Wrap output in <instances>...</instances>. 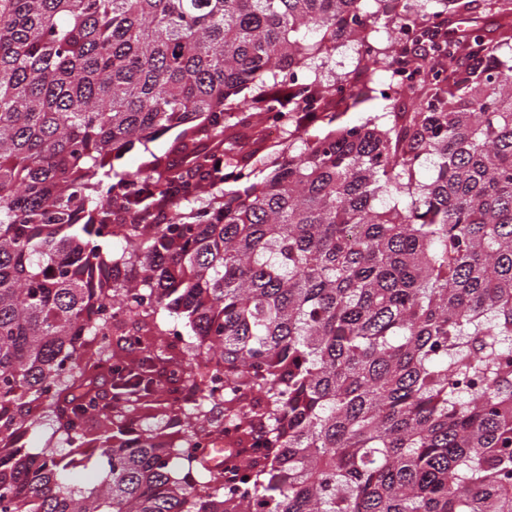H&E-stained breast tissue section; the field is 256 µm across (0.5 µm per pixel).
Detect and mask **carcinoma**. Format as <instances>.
<instances>
[{"mask_svg": "<svg viewBox=\"0 0 512 512\" xmlns=\"http://www.w3.org/2000/svg\"><path fill=\"white\" fill-rule=\"evenodd\" d=\"M384 2L0 0V512H512V0ZM394 22L420 80L340 120L320 64L387 80ZM309 93L325 132L246 149ZM173 376L180 429L129 436ZM263 119L267 131L265 130L264 132V126L259 123H257V130L259 131L260 146L263 149L262 153H266L275 150L277 148L276 145L282 140L281 138L279 142H273L267 132L272 136H279L282 133L284 123L288 120V113L279 115L275 112H267L264 114ZM178 130L173 129L146 144L136 143L134 147L125 151L121 158L114 161V172L117 174L113 182L128 172H135L144 169L153 155H170L174 157L173 150L178 135ZM105 463L99 452L86 458L84 466L78 468L70 474V481L85 485L92 481L99 480L104 474Z\"/></svg>", "mask_w": 512, "mask_h": 512, "instance_id": "1", "label": "carcinoma"}]
</instances>
